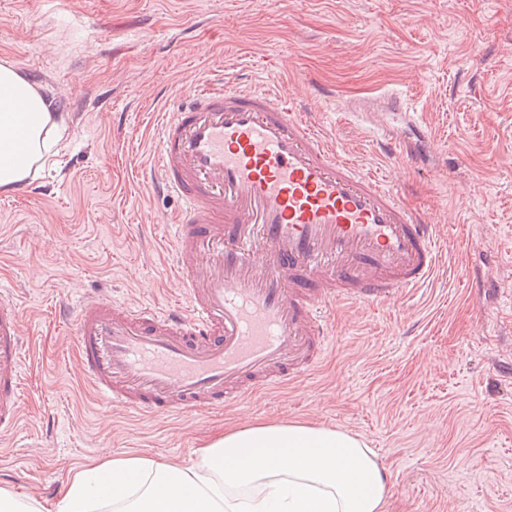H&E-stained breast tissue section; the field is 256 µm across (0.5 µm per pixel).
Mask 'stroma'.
I'll return each instance as SVG.
<instances>
[{
	"label": "stroma",
	"instance_id": "obj_1",
	"mask_svg": "<svg viewBox=\"0 0 512 512\" xmlns=\"http://www.w3.org/2000/svg\"><path fill=\"white\" fill-rule=\"evenodd\" d=\"M53 96L67 131L34 193H0V283L32 353L0 488L59 500L102 449L191 465L215 431L306 421L350 431L388 476V512H512V0H0V60ZM270 79L362 167L451 230L450 264L399 301L341 307L302 381L179 420L102 404L80 380L78 303L180 302L165 270L176 200L137 180L150 108L215 71ZM398 95L432 133L413 158L372 142L349 100ZM495 280L470 295L451 270Z\"/></svg>",
	"mask_w": 512,
	"mask_h": 512
}]
</instances>
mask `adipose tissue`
Listing matches in <instances>:
<instances>
[{
    "mask_svg": "<svg viewBox=\"0 0 512 512\" xmlns=\"http://www.w3.org/2000/svg\"><path fill=\"white\" fill-rule=\"evenodd\" d=\"M64 119L15 65L0 61V191L56 155ZM387 481L355 434L306 422L225 430L188 466L112 457L82 467L52 506L0 489V512H386Z\"/></svg>",
    "mask_w": 512,
    "mask_h": 512,
    "instance_id": "ef3b65f1",
    "label": "adipose tissue"
}]
</instances>
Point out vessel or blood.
Masks as SVG:
<instances>
[{"label":"vessel or blood","instance_id":"1","mask_svg":"<svg viewBox=\"0 0 512 512\" xmlns=\"http://www.w3.org/2000/svg\"><path fill=\"white\" fill-rule=\"evenodd\" d=\"M139 175L175 197L167 262L183 306L84 303L79 373L101 400L142 417L224 408L300 381L330 341L328 312L432 284L437 228L359 168L274 82L222 76L165 100ZM396 160L413 147L391 126ZM22 310L0 289V431L17 428Z\"/></svg>","mask_w":512,"mask_h":512}]
</instances>
